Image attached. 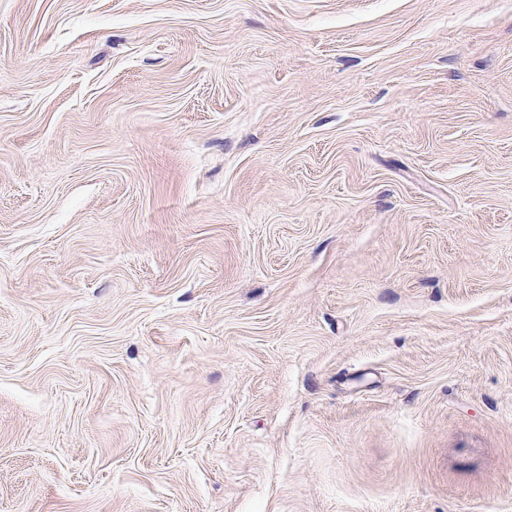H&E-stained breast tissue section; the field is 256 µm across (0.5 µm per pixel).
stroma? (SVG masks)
Returning <instances> with one entry per match:
<instances>
[{"label": "stroma", "instance_id": "1", "mask_svg": "<svg viewBox=\"0 0 512 512\" xmlns=\"http://www.w3.org/2000/svg\"><path fill=\"white\" fill-rule=\"evenodd\" d=\"M0 512H512V0H0Z\"/></svg>", "mask_w": 512, "mask_h": 512}]
</instances>
